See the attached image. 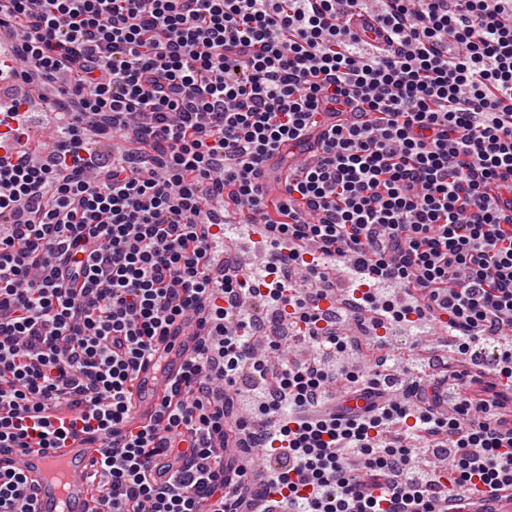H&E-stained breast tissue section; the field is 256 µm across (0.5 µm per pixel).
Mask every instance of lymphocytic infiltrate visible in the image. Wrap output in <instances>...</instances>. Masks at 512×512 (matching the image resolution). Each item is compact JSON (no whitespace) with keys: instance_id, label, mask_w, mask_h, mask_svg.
Listing matches in <instances>:
<instances>
[{"instance_id":"obj_1","label":"lymphocytic infiltrate","mask_w":512,"mask_h":512,"mask_svg":"<svg viewBox=\"0 0 512 512\" xmlns=\"http://www.w3.org/2000/svg\"><path fill=\"white\" fill-rule=\"evenodd\" d=\"M0 0L16 36L0 67L44 92L57 129L43 162L0 167V448H62L90 436L106 480L97 512H242L246 467L224 468L231 432L274 459L261 512H462L512 493V0ZM124 147L99 157V138ZM312 161L270 198L273 154ZM234 202L294 272L346 262L374 327L437 322L453 351L497 344L484 393L468 372L328 371L354 331L274 262L264 289L220 272L212 210ZM395 284L403 304L381 298ZM303 322L309 359L277 373L251 354L239 296ZM191 329L155 418L132 414L139 366ZM262 421H230L242 364ZM360 413H321L330 384ZM59 422L39 424L46 413ZM439 473L411 463L408 439ZM0 512H33L21 469L0 470Z\"/></svg>"}]
</instances>
